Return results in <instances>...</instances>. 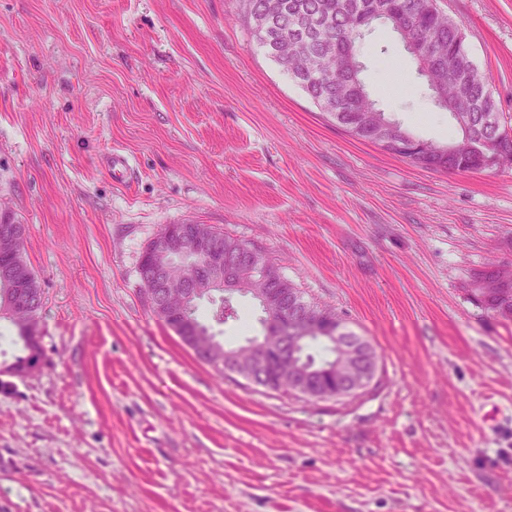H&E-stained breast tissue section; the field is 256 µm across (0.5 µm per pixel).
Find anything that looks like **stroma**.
I'll return each instance as SVG.
<instances>
[{
  "label": "stroma",
  "instance_id": "35a3bbf8",
  "mask_svg": "<svg viewBox=\"0 0 512 512\" xmlns=\"http://www.w3.org/2000/svg\"><path fill=\"white\" fill-rule=\"evenodd\" d=\"M439 6L512 126V0ZM363 43L378 107L456 138L391 27ZM111 151L129 181L101 167ZM0 220L25 224L43 291L40 372L0 376V512H512V321L470 281L512 266V170H427L352 138L234 0H0ZM176 223L334 306L378 384L311 401L199 360L138 276ZM238 304L212 327L228 346L262 332Z\"/></svg>",
  "mask_w": 512,
  "mask_h": 512
}]
</instances>
